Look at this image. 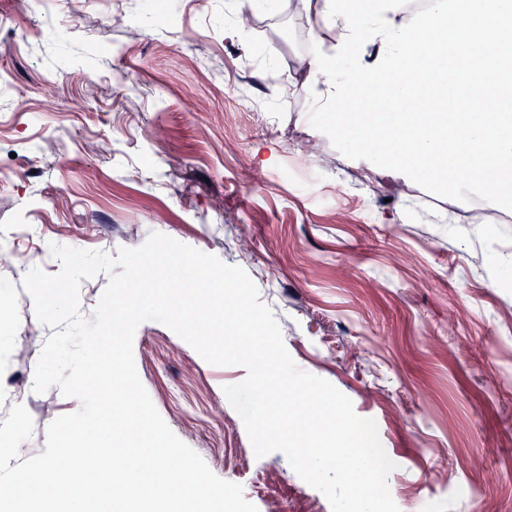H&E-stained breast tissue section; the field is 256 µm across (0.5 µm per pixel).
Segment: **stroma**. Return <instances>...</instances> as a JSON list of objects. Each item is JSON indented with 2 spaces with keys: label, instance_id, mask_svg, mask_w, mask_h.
<instances>
[{
  "label": "stroma",
  "instance_id": "stroma-1",
  "mask_svg": "<svg viewBox=\"0 0 512 512\" xmlns=\"http://www.w3.org/2000/svg\"><path fill=\"white\" fill-rule=\"evenodd\" d=\"M0 0V233L116 255L161 233L243 268L296 366L374 419L399 512H512V221L410 182L412 210L345 150L301 86L315 46L300 0ZM125 20L116 25L115 13ZM0 268V414L33 419L25 457L80 403L29 390L52 328ZM171 431L258 512H331L286 457H256L223 388L244 380L167 326L133 339Z\"/></svg>",
  "mask_w": 512,
  "mask_h": 512
}]
</instances>
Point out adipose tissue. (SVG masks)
Wrapping results in <instances>:
<instances>
[{
	"label": "adipose tissue",
	"instance_id": "obj_1",
	"mask_svg": "<svg viewBox=\"0 0 512 512\" xmlns=\"http://www.w3.org/2000/svg\"><path fill=\"white\" fill-rule=\"evenodd\" d=\"M302 2L313 31L336 32L308 92L345 146L375 134L372 167L511 216L512 0H428L411 17L405 0Z\"/></svg>",
	"mask_w": 512,
	"mask_h": 512
}]
</instances>
